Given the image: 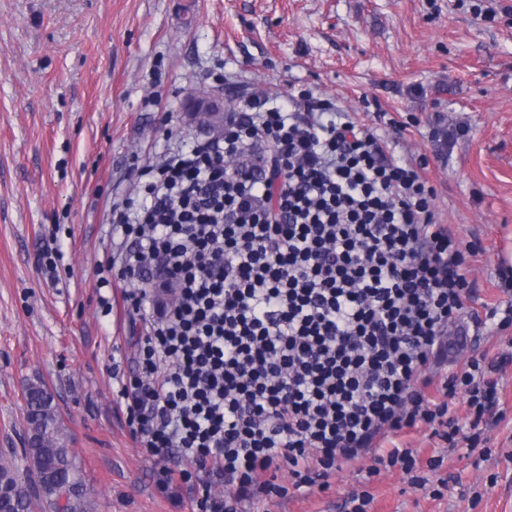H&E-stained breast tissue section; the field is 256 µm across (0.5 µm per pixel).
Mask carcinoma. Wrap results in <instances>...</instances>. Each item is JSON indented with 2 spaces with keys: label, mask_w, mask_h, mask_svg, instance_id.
<instances>
[{
  "label": "carcinoma",
  "mask_w": 512,
  "mask_h": 512,
  "mask_svg": "<svg viewBox=\"0 0 512 512\" xmlns=\"http://www.w3.org/2000/svg\"><path fill=\"white\" fill-rule=\"evenodd\" d=\"M26 401L25 468L13 457L0 456V485H33L36 493L18 499L7 512H54L55 501L67 499L69 512H96L81 467L69 448L70 435L42 385L28 386Z\"/></svg>",
  "instance_id": "obj_1"
}]
</instances>
